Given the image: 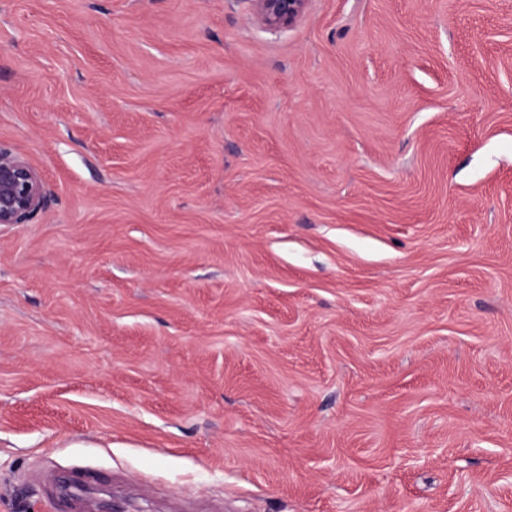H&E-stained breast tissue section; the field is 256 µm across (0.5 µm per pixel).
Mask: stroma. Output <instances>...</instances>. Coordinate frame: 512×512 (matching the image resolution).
<instances>
[{"label":"stroma","instance_id":"1","mask_svg":"<svg viewBox=\"0 0 512 512\" xmlns=\"http://www.w3.org/2000/svg\"><path fill=\"white\" fill-rule=\"evenodd\" d=\"M0 512H512V0H0ZM262 23L270 28L292 26L304 13L308 0H252ZM52 196L38 169L0 141V225L28 224Z\"/></svg>","mask_w":512,"mask_h":512}]
</instances>
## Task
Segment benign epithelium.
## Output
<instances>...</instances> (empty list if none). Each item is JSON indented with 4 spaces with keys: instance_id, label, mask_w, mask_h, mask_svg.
I'll use <instances>...</instances> for the list:
<instances>
[{
    "instance_id": "benign-epithelium-1",
    "label": "benign epithelium",
    "mask_w": 512,
    "mask_h": 512,
    "mask_svg": "<svg viewBox=\"0 0 512 512\" xmlns=\"http://www.w3.org/2000/svg\"><path fill=\"white\" fill-rule=\"evenodd\" d=\"M262 23L270 28L292 26L308 0H252ZM52 196L38 169L8 143L0 141V225L27 224Z\"/></svg>"
}]
</instances>
